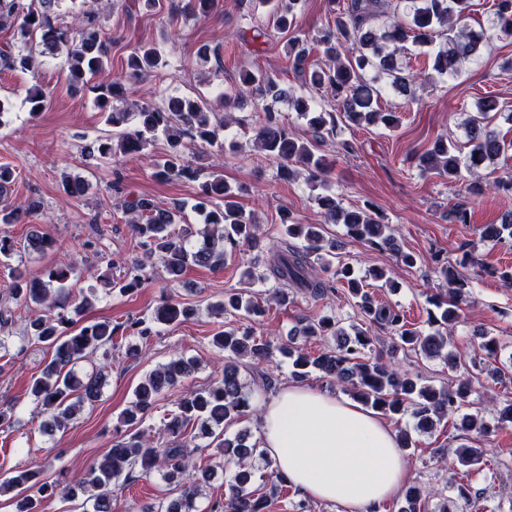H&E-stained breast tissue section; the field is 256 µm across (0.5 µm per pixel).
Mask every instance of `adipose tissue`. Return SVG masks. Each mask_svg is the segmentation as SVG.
<instances>
[{"label":"adipose tissue","mask_w":512,"mask_h":512,"mask_svg":"<svg viewBox=\"0 0 512 512\" xmlns=\"http://www.w3.org/2000/svg\"><path fill=\"white\" fill-rule=\"evenodd\" d=\"M260 446L289 485L344 512H373L408 481L396 431L361 406L290 383L261 406Z\"/></svg>","instance_id":"1"}]
</instances>
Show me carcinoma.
I'll return each instance as SVG.
<instances>
[{
  "label": "carcinoma",
  "mask_w": 512,
  "mask_h": 512,
  "mask_svg": "<svg viewBox=\"0 0 512 512\" xmlns=\"http://www.w3.org/2000/svg\"><path fill=\"white\" fill-rule=\"evenodd\" d=\"M62 0H0V25L13 26L16 47L0 48V70H28L35 54L58 53L64 56L69 68L70 88L79 92L85 88L95 94L98 108L105 121L119 129L117 140L101 139L87 147L88 155L106 159L116 153L125 156L141 152L159 135L169 146V152L157 167L156 177L162 180L196 178L197 170L186 164L181 152L182 140L190 137L209 146H218L219 131L226 125V116L213 111L201 98L169 96L164 103H145L134 109L126 107L129 84L142 75L159 70L165 61L151 46H141L127 59L124 75L106 82L90 84L105 70L108 63L111 37L100 23L95 4L98 0H82L74 27L58 23ZM269 7L277 30L291 28L297 0H259ZM473 0H343L337 9L333 24L312 38L294 36L288 39L287 53L292 66L301 77V85L325 90L328 104L313 105L297 96V89L281 83L277 78L249 70L239 73L237 85L246 88L257 100H286L310 128L311 138L299 139L288 131L281 113L266 106L255 127V142L267 155L280 161V176L294 177L299 170L308 172L311 180L327 175L330 163L319 153V147L335 137L338 122L346 120L354 125L366 123L386 129L398 127L400 113L383 111L379 106L382 91L390 89L404 97L406 104L415 101L414 76L405 72L399 63L400 54L408 45L425 49L431 70L439 76L455 77L468 63L480 56L487 31L496 36H512V0H496L489 30L474 31L468 27ZM322 55L323 63L306 71L304 63L314 52ZM375 71L386 79L385 85L367 82L364 72ZM25 102L29 113L41 112L47 103V93L38 87L28 89ZM502 116L498 103L492 98L482 100L476 113L465 123L467 154L445 138L435 141L433 147L418 156L419 166L426 173H435L450 183L465 184L472 195L484 193L478 182L466 183L465 174L494 163L506 150L499 138L494 120ZM239 188L228 185L224 178L212 175L199 184L195 211L203 217L207 230L201 239L190 246L187 241L193 232L185 226L179 232L171 226L184 218L183 207L176 204L161 208L152 200L135 197L124 202L127 221L140 239L147 259L157 260L173 279L189 266L224 269L226 250L255 248L260 243V225L245 213L237 201ZM324 224H342L351 238L364 241L371 247L391 252L405 266L416 265V257L403 250L396 237L387 233L388 225L368 207L349 210L333 194L316 197ZM40 209L33 200L21 209L0 201V224H17L22 213ZM284 235L303 240L300 246L281 243L269 261L268 270L277 282L272 298L280 305L288 303V292H302L313 300L339 288H348L355 299L354 306L362 326L349 334L339 321L320 316L307 321L300 334L318 337L323 341L333 338L335 345L327 346L320 355L310 357L297 346L288 347L293 358L291 377L302 381L310 370L336 381L348 390L362 405L383 415L402 416L409 412L416 428L429 432L435 420L457 412L462 403L474 393V374L467 373L455 386L435 388L422 384L395 367V359L403 352L422 355L428 359L439 357L448 343L443 329L458 322L463 306L470 300L469 282L458 268L477 263L472 252L463 253L455 263H440L435 267L442 281L440 292L429 299L437 312H429L431 331L424 332L408 324L403 311L389 303L376 300L368 289L367 278L356 274L349 264L338 261L332 278H323L320 272L329 271V257L334 255L336 242L324 235L323 224H298L290 216L281 218ZM512 238V216L500 224L483 226V238L499 242L504 236ZM145 263L134 262L127 276L112 283L124 293L142 287L145 281ZM73 269L56 267L43 280H29L22 270L11 269L7 290L15 300L47 309L37 311L26 326L24 340L31 344H45L53 348L52 359L43 368L41 376L32 380L30 392L37 406L47 414L46 424L54 431H63L81 413L84 406L100 400L105 383V369L112 360V348L119 344L118 332L147 339L153 334L152 324H172L189 318L194 309L175 302L157 307L151 321L142 319L125 323L119 329L110 322L79 324L77 316L92 306L89 298L78 304L61 301L64 284ZM258 316L263 309L241 292H229L224 301L212 305L218 314L235 315L240 310ZM383 328L394 336L386 353H373L370 329ZM212 345L225 353L224 369L220 379L203 389H188L175 400L176 409L164 424L170 441L157 448L139 431L145 416L158 397L175 388L192 374L195 363L177 357L148 373L134 391L135 400L122 416L123 423L136 429L126 441L112 445L104 458L83 473L70 474L61 469L56 479H42L44 466L28 468L0 481V495L12 491L15 512H41L43 499L61 494L71 499L86 497L92 502L93 512H112L115 489L135 478V474L162 473L168 485L180 490L158 512H197L195 500L199 485L211 478V472L197 466L192 446L194 436L189 426L200 423L206 434L217 440L216 456L235 464L228 494L224 502L211 504L209 512H308L306 502H288L287 481L273 473L275 481L261 494L251 489L254 477L253 462L260 459L266 467L272 463L266 458L259 443L248 442V436L239 433L224 437V429L244 416L251 408L252 394L240 376V359L247 358L260 370L263 385L272 387V373L263 371L270 362L273 345L270 340L250 332L238 331L234 325L216 333ZM87 363L90 370L78 373L77 366ZM464 432H475L482 437L490 433L489 424L479 414H468L459 420ZM485 458L480 447H464L458 454L463 466L479 465ZM405 507L401 512H428L429 501L440 500L438 512H448V496L439 490L427 489L419 483L403 489Z\"/></svg>",
  "instance_id": "cac0c4a2"
}]
</instances>
